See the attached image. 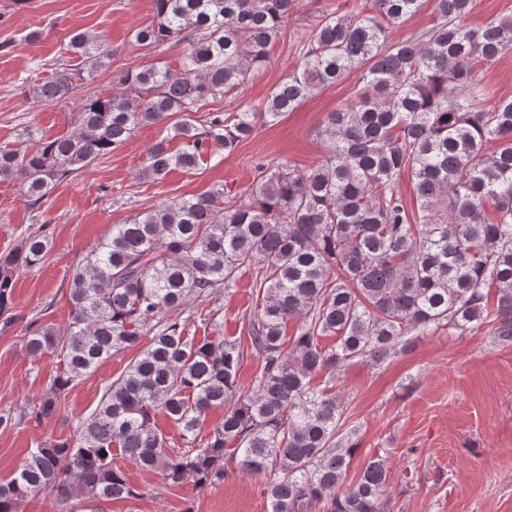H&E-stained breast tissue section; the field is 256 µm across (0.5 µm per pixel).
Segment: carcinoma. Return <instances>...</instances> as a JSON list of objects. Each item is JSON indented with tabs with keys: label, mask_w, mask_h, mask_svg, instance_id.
<instances>
[{
	"label": "carcinoma",
	"mask_w": 512,
	"mask_h": 512,
	"mask_svg": "<svg viewBox=\"0 0 512 512\" xmlns=\"http://www.w3.org/2000/svg\"><path fill=\"white\" fill-rule=\"evenodd\" d=\"M421 2L373 0L369 12L320 16L297 67L261 105L204 113L208 101L270 65L296 0H154L153 19L133 37L144 46L187 45L180 69L123 71L112 92L81 99L74 131L46 138L29 128L32 148L0 147V181L16 183L35 208L145 126L162 124L164 135L137 178L161 182L174 169H197L212 147L233 151L353 74L362 89L327 113L318 166L261 165L244 198L223 184L167 198L111 225L72 269L66 329L27 336L31 354L53 353L64 365L29 416L56 414L66 391L101 362L151 339L76 435L38 443L0 481V512H21L37 494L53 496L60 512H105L108 502L133 499L139 492L118 456L170 486L212 485L230 463L243 475L267 473L271 512H381L385 459L369 458L348 480L359 442L343 433L335 372L358 361L380 365L405 351L409 336L439 329L488 325L498 342L512 343V98L486 101L475 70L512 50V16L473 28L474 0H434L428 27L393 39ZM68 51L79 63L59 65L36 85L39 101L73 96L77 81L112 61L94 32L73 33ZM405 169L414 211L399 190ZM49 250L42 234L0 256L1 325L13 320L16 274ZM252 267L261 308L250 340L263 367L244 389L241 340L197 341L164 318ZM290 320L299 322L291 340ZM330 336L334 344L322 345ZM326 371L328 380L315 383ZM221 408L224 421L198 439L206 414ZM160 413L185 447L167 450L155 426Z\"/></svg>",
	"instance_id": "obj_1"
}]
</instances>
